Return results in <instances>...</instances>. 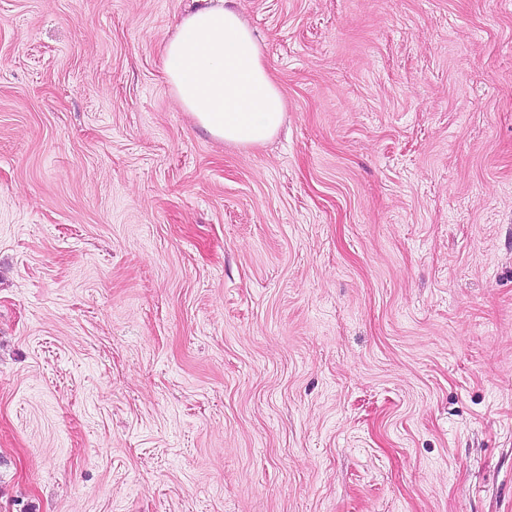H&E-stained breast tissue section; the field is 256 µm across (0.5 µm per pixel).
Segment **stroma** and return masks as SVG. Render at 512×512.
Returning a JSON list of instances; mask_svg holds the SVG:
<instances>
[{"instance_id": "stroma-1", "label": "stroma", "mask_w": 512, "mask_h": 512, "mask_svg": "<svg viewBox=\"0 0 512 512\" xmlns=\"http://www.w3.org/2000/svg\"><path fill=\"white\" fill-rule=\"evenodd\" d=\"M0 0V512H512V0ZM193 9L163 47L166 82L184 112L212 136L262 144L282 124L285 101L247 22L228 0Z\"/></svg>"}]
</instances>
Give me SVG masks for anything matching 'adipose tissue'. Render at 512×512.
<instances>
[{
	"mask_svg": "<svg viewBox=\"0 0 512 512\" xmlns=\"http://www.w3.org/2000/svg\"><path fill=\"white\" fill-rule=\"evenodd\" d=\"M163 67L180 107L212 136L251 146L278 132L283 95L251 28L224 0L180 19L163 47Z\"/></svg>",
	"mask_w": 512,
	"mask_h": 512,
	"instance_id": "adipose-tissue-1",
	"label": "adipose tissue"
}]
</instances>
